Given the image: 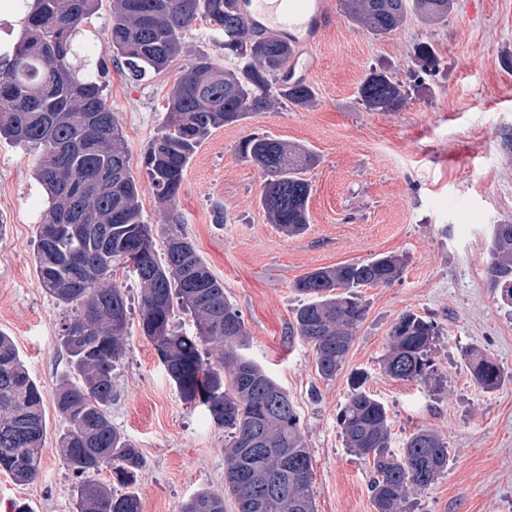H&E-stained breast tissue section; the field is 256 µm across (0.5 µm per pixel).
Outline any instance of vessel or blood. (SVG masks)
<instances>
[{
    "label": "vessel or blood",
    "instance_id": "b4317fda",
    "mask_svg": "<svg viewBox=\"0 0 512 512\" xmlns=\"http://www.w3.org/2000/svg\"><path fill=\"white\" fill-rule=\"evenodd\" d=\"M241 10L249 25L296 46L287 66L292 75L314 70L312 50L335 22L332 0H242Z\"/></svg>",
    "mask_w": 512,
    "mask_h": 512
}]
</instances>
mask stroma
<instances>
[{"instance_id": "1", "label": "stroma", "mask_w": 512, "mask_h": 512, "mask_svg": "<svg viewBox=\"0 0 512 512\" xmlns=\"http://www.w3.org/2000/svg\"><path fill=\"white\" fill-rule=\"evenodd\" d=\"M220 36L197 20L183 51L158 75L132 80L116 64L80 56L83 75L96 78L123 129L130 168L141 187V212L156 253L171 230L193 242L223 283L249 333L247 354L294 403L313 461L317 512H374L369 466L346 448L336 414L356 371L386 407L392 446L419 428L448 444V468L411 512H512V382L488 392L470 375L466 353L476 348L512 372V307L485 274L495 224L512 220V0H481L466 9L455 0L446 24L418 19L378 39L337 14L314 48L308 77L317 103L257 112L214 130L189 163L174 207L162 205L143 165L148 143L165 122L167 94L197 54L225 66ZM433 43L443 60L436 76L412 87L398 112H369L357 88L370 67L399 73L414 65L418 44ZM258 132L307 146L318 163L307 171L310 226L289 237L270 224L259 204L260 170L238 144ZM34 151L0 139V332L16 344L45 392L46 434L40 470L19 484L0 472V512H77V477L65 465L58 437L64 427L52 395L67 367L60 346L68 307L37 280L34 240L45 207L33 177ZM223 209V223L213 212ZM406 258L401 282L366 288L365 319L336 378L322 379L309 346L289 335L302 302L292 285L305 273L364 261L383 253ZM130 312L125 356L114 373V427L141 449L145 467L134 485L142 512H179L201 490L224 489L223 429L186 403L140 329L141 288L115 268ZM435 322L432 359L436 388L384 375L380 360L392 324L405 312Z\"/></svg>"}]
</instances>
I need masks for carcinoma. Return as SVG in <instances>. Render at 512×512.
Here are the masks:
<instances>
[{
    "mask_svg": "<svg viewBox=\"0 0 512 512\" xmlns=\"http://www.w3.org/2000/svg\"><path fill=\"white\" fill-rule=\"evenodd\" d=\"M101 0H35L21 39L0 73V138L38 150L35 180L47 196L34 241L40 287L71 308L60 344L68 370L56 385L55 407L66 423L58 443L66 466L80 478L78 512H142L133 491L118 494L96 478L108 468L129 487L145 459L135 442L112 427V373L125 356L128 302L112 281V267L133 249L143 253L136 275L142 289L140 327L184 401L202 406L228 433L224 489L238 512H316L313 463L288 393L245 356L248 331L224 285L175 230L157 258L151 225L142 220L140 189L131 173L121 125L107 106L102 86L79 77L72 59L76 33ZM454 0H341L345 16L376 38L401 28L410 17L430 25L448 22ZM204 19L224 38L220 69L206 55L195 57L167 96L161 134L143 158L158 200L176 202L185 170L202 143L219 128L282 103L307 109L311 85L284 76L294 46L246 25L239 0H112L105 49L131 76L161 73L183 50V35ZM422 71H441L435 47L415 52ZM409 90L390 68L372 67L358 87L368 112H397ZM243 158L264 175L259 203L271 224L289 237L308 228L309 181L303 175L317 156L306 146L250 134L239 144ZM406 260L379 254L364 262L314 269L293 284L304 297L290 335L310 345L319 376L336 377L365 318L360 289L390 286L403 277ZM486 274L502 301L512 306V222L494 227ZM188 311L193 334L173 326L174 304ZM437 327L406 312L392 325L382 372L427 387L438 381L431 351ZM473 381L498 388L508 375L496 360L475 349L467 354ZM352 383L337 414L345 445L370 464L368 484L375 512H408L410 496L430 488L448 466V444L418 429L390 450L385 405ZM43 391L12 339L0 333V471L17 483L40 469L46 432ZM181 512H224V495L202 491Z\"/></svg>",
    "mask_w": 512,
    "mask_h": 512,
    "instance_id": "obj_1",
    "label": "carcinoma"
}]
</instances>
